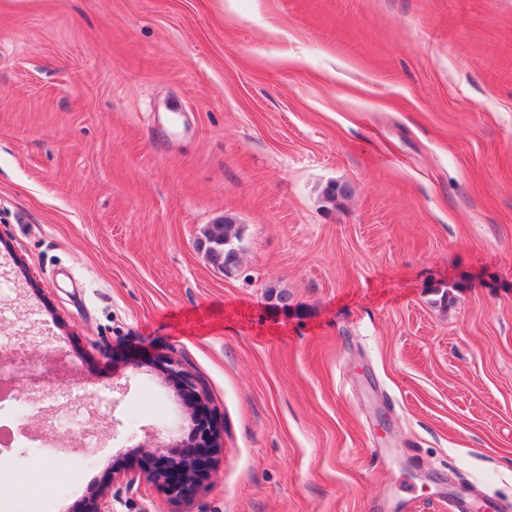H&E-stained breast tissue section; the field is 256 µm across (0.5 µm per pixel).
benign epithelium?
Wrapping results in <instances>:
<instances>
[{
    "mask_svg": "<svg viewBox=\"0 0 512 512\" xmlns=\"http://www.w3.org/2000/svg\"><path fill=\"white\" fill-rule=\"evenodd\" d=\"M154 362L179 395L187 399L186 411L194 427L185 440L141 445L147 463L143 478L167 496L186 500L209 479L222 452L221 436L205 389L181 364L167 356L158 354ZM85 512H112L106 490L88 498Z\"/></svg>",
    "mask_w": 512,
    "mask_h": 512,
    "instance_id": "obj_1",
    "label": "benign epithelium"
}]
</instances>
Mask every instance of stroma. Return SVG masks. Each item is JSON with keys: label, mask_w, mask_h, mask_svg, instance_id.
<instances>
[{"label": "stroma", "mask_w": 512, "mask_h": 512, "mask_svg": "<svg viewBox=\"0 0 512 512\" xmlns=\"http://www.w3.org/2000/svg\"><path fill=\"white\" fill-rule=\"evenodd\" d=\"M0 283L37 512H512V0H0ZM159 352L222 427L186 501L134 477ZM206 255L215 268L224 276L234 275L239 268V254L242 251L239 228L230 218L210 224L204 230Z\"/></svg>", "instance_id": "35a3bbf8"}]
</instances>
